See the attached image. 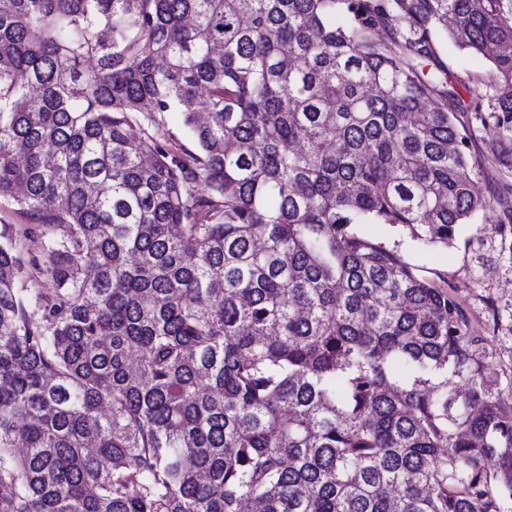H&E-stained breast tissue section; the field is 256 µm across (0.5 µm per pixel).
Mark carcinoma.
Masks as SVG:
<instances>
[{
  "mask_svg": "<svg viewBox=\"0 0 512 512\" xmlns=\"http://www.w3.org/2000/svg\"><path fill=\"white\" fill-rule=\"evenodd\" d=\"M473 126L512 0H0V512H512V395L362 231L512 224ZM441 57L448 68L449 83L454 84L459 99L467 103L486 93L483 81L490 70L487 59L459 49L449 39L442 44ZM472 151L481 158L480 166L473 170L475 188L486 197H491L505 173H509L512 184V155L508 151H496L481 132L474 133ZM485 158V161L483 160Z\"/></svg>",
  "mask_w": 512,
  "mask_h": 512,
  "instance_id": "obj_1",
  "label": "carcinoma"
}]
</instances>
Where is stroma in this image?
<instances>
[{
  "label": "stroma",
  "instance_id": "stroma-1",
  "mask_svg": "<svg viewBox=\"0 0 512 512\" xmlns=\"http://www.w3.org/2000/svg\"><path fill=\"white\" fill-rule=\"evenodd\" d=\"M441 57L458 97L467 101L485 94L490 70L484 57L444 41ZM472 150L481 164L473 171L475 188L492 196L504 174H512V153L494 150L482 133H475ZM497 213L488 210L460 225L451 248L425 249L397 237L390 227L367 225L369 234L396 245L400 257L438 273V282L464 308L472 335L481 339L479 357L486 377L503 394L512 393V229L496 230Z\"/></svg>",
  "mask_w": 512,
  "mask_h": 512
}]
</instances>
